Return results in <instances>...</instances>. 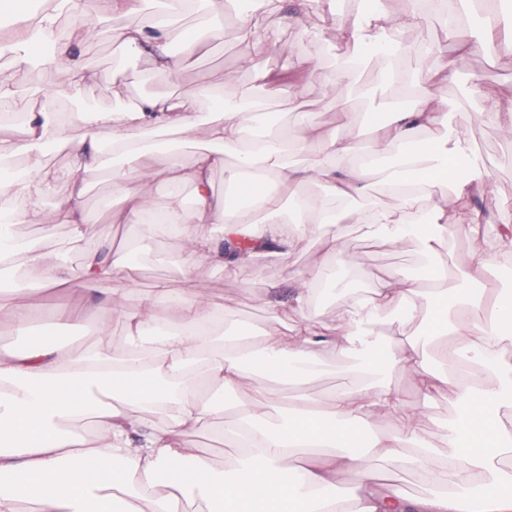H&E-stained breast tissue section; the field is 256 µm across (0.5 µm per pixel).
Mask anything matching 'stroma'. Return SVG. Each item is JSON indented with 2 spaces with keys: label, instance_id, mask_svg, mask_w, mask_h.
<instances>
[{
  "label": "stroma",
  "instance_id": "stroma-1",
  "mask_svg": "<svg viewBox=\"0 0 512 512\" xmlns=\"http://www.w3.org/2000/svg\"><path fill=\"white\" fill-rule=\"evenodd\" d=\"M280 7L288 21L283 24L280 43L272 53L263 50L257 38H242L235 23H221L219 16L224 11V0H211L208 11L182 16L179 24L183 28L198 31L219 26L223 34L221 38L208 39L203 49L176 73L158 68L147 57L138 58L134 70H126L116 43L106 38L81 43V56L85 64L98 73V81L84 89L80 101L51 98L46 107L70 123L85 107L120 112L152 95L193 94L197 97V113L206 121L214 115L216 96L235 98L251 88L252 74L238 67L239 57H255L277 74L287 71L289 63L296 59L308 62L316 71L331 72L337 56L346 53L347 48L337 40L333 20L322 18L318 0H281ZM436 34L430 22L421 28L397 33L398 40L409 47L401 67L414 89L424 87L433 67L432 59L421 54L418 46ZM379 68V60L367 63L354 86L342 80L329 88L315 81L283 83L280 92L270 101L279 117L280 128L291 125L300 111L312 113L315 123L335 130L339 127V112L345 110L362 115L376 109L377 102L370 93L375 88ZM228 72L233 75L229 81L224 78ZM456 72L457 80L449 82L443 89L444 96L454 103L448 122L467 129L474 152L490 174V189L476 202L484 217V225L478 234L454 233L450 236L452 253L448 260V275L452 278L467 267L474 249L489 240L500 225H512V209L498 205L499 198H512V139L505 138L479 119L480 112L491 101L512 91V55L479 47L458 55ZM466 79L479 84L480 95L474 96L463 90L462 82ZM80 178L84 187L80 203L93 221L83 225L80 247L66 256V266L77 267L87 251L111 258L129 243L133 246L134 263L139 269L137 284L132 290L120 292L115 291L113 282L106 281L85 293L61 287L15 296L16 301L38 310L37 320L41 323H55L60 315L76 314L78 320L72 339L76 346L103 340L111 350H123L127 345L128 314L139 309L157 284L164 283L174 289L181 287L182 270L187 265L192 268L196 290L215 304L222 324L264 330L270 317L260 306V299H267L271 306L280 309L289 307L294 273L314 270L329 259L319 237L313 235L296 247L290 259H282L269 251L228 278L206 257L189 254L182 238L157 232L149 223H115L114 217L123 210L124 203L112 192L110 170L84 172ZM107 225L112 228L108 238L102 235ZM342 234L350 257L372 287L390 271L408 269L421 260L420 254L409 248L365 237L360 227L354 224L343 225ZM102 322L109 326V333L103 339L96 332L97 325ZM388 381L399 393L405 407L416 406L423 411L424 426L430 439H437L439 426L455 421L458 408L447 388L423 396L415 379L400 370L392 371ZM187 442L215 472L231 471L237 449L230 442L218 440L214 429L191 434Z\"/></svg>",
  "mask_w": 512,
  "mask_h": 512
}]
</instances>
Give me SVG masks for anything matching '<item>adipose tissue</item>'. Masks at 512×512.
Here are the masks:
<instances>
[{"instance_id": "adipose-tissue-1", "label": "adipose tissue", "mask_w": 512, "mask_h": 512, "mask_svg": "<svg viewBox=\"0 0 512 512\" xmlns=\"http://www.w3.org/2000/svg\"><path fill=\"white\" fill-rule=\"evenodd\" d=\"M207 2L163 0L150 24L141 26L132 18L140 14L143 0H108L111 30L127 52L149 55L159 67L176 72L185 60L169 54L168 44L185 40L191 54L199 44L184 39L173 17L201 10ZM340 2L324 0V11L335 20L336 37L349 46V53L335 73H318L298 61L295 72L329 85L354 78L376 55L384 61L381 81L391 101H398L406 92L397 71L405 49L391 34L420 27L429 13L401 8L399 0H375L349 15ZM277 8V0H252L250 10L237 13L235 20L273 50L281 28L261 24L260 18ZM79 10L78 0H56L53 13L32 25L25 0H0V16L20 25L16 42L25 58H32L41 44L51 45L42 62L57 73L60 95L71 99L96 78L71 41L55 34L58 17H74ZM471 47L467 39L454 43L439 57L415 105L388 112L369 139L359 116L345 112L341 123L347 133L341 137L303 116L294 136L278 131L248 142L244 132L259 119L251 103L220 99L214 118L202 124L191 96H152L116 113H81L71 128L37 118L47 92L28 81L26 67H19L14 82H1L0 100L10 101L24 121L9 130L0 127V165L20 153L27 162L0 180V188L19 201L0 224V264L17 249H26L29 261L44 271L40 287L62 282L88 287L111 278L133 284L138 279L135 265L120 258L107 264L94 252L86 253L78 274L62 277V253H44L34 242L19 244L11 234L12 225L42 217L46 197L67 183L71 193L52 220L72 225L74 235H81L90 218L79 205L78 174L102 168L108 149L122 159L112 172L113 192L126 204L119 222L159 215L164 231L183 236L190 253L206 255L225 275L252 263L265 241L277 244L280 256L288 257L329 224L366 225L370 236L415 245L432 263L428 278L413 279L396 270L370 293L348 292L344 322L331 328L312 318L309 307L320 290L337 286L343 249L333 235L325 240L330 262L296 277L290 334L280 332L278 310L261 333H217V310L196 292L186 270L180 290L158 284L150 301L132 314L129 347L122 353L102 345L64 349L47 341L0 355V476L11 480L7 489H0V512H18L24 501L36 503L38 512H141L144 503L151 512H184L185 501L194 495L221 502L225 512H346L329 492L347 479L354 484L353 512H512V429L500 423L501 414L512 409V351L507 348L512 292L486 285V274L498 268L499 257L512 258V225L500 226L489 248L472 253L462 280H449L441 252L449 213L464 214L458 231L479 230L483 216L473 202L489 187L466 130L448 132L441 96L454 76L457 54ZM430 128L440 129V136L419 143V134ZM47 143L70 146L73 165L47 167L41 157ZM187 143L195 144L196 152L185 153ZM308 148L319 149L322 160L310 166L293 161V153ZM387 152L399 157L398 165L382 174L397 197V211L333 210V200L366 190L375 156ZM219 167L225 192L248 199V209L215 198L211 176ZM155 182L163 183L168 193L167 205L158 211L148 199ZM308 182L318 183L320 193H302ZM186 184L195 195L190 210L180 198ZM286 196L295 207L287 219L281 216ZM215 224L223 225L225 240L236 245L235 255L215 244ZM421 302L430 313L427 341L440 342L442 357L461 362L466 371L455 384L458 418L442 427L436 443L422 430L421 411L405 408L385 375L390 368L403 369L426 391L446 384L447 375L432 368L416 341L387 347L377 331L387 311L402 307L411 314ZM159 305L170 315L162 333L155 330ZM476 307L484 309L483 319L472 318ZM321 350L356 366L354 383L337 392L325 409L305 390L318 371ZM256 359L271 381L229 414L224 433L232 437L239 427L255 423L259 437L240 450L230 474L220 475L185 437L210 428L212 394L245 386ZM286 397L295 410L280 424L266 425L271 405ZM155 405L175 407L168 427L147 429L141 412ZM90 413L96 417L93 438L58 426L60 420ZM385 461L421 474L425 494L409 499L392 489L379 490L375 471Z\"/></svg>"}]
</instances>
